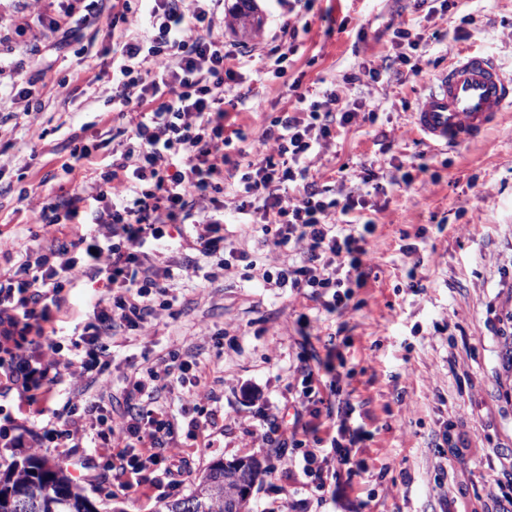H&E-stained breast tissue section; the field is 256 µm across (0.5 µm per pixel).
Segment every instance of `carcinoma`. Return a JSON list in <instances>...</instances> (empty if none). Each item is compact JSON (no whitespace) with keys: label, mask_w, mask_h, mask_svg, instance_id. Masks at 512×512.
<instances>
[{"label":"carcinoma","mask_w":512,"mask_h":512,"mask_svg":"<svg viewBox=\"0 0 512 512\" xmlns=\"http://www.w3.org/2000/svg\"><path fill=\"white\" fill-rule=\"evenodd\" d=\"M228 467L233 475L226 477L220 462H211L188 495L160 505L157 512H246L247 498L236 489L253 485L263 472L262 463L247 457ZM19 483L28 486L22 500L12 497ZM0 512H97V508L61 465L31 454L0 471Z\"/></svg>","instance_id":"1"}]
</instances>
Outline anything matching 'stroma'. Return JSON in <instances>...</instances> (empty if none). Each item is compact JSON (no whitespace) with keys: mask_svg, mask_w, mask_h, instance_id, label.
<instances>
[{"mask_svg":"<svg viewBox=\"0 0 512 512\" xmlns=\"http://www.w3.org/2000/svg\"><path fill=\"white\" fill-rule=\"evenodd\" d=\"M60 0H0V107L15 93L13 68L20 44L14 27L37 32V15H56ZM260 28L246 35L224 17V37L244 44L249 61L241 70L247 93L240 121L254 156L269 153L259 136L270 119L302 92L316 98L344 76L358 80L350 97L375 110V123L337 130L314 162L319 186L337 197L366 200L363 217L376 224L364 256L365 278L353 287L346 308L327 313L321 302L291 288H259L240 273L223 284L198 286L177 280L171 313L162 314L147 336H117L112 362L98 374V388L122 398L129 379L170 349L207 367L204 387L212 395L210 445L186 435L178 443L190 465L180 495L211 462L247 456L264 459L249 512H485L488 495L512 493V369L505 352L512 343V108L476 143L450 150L429 147L413 131L411 114L431 79L448 65L438 38L458 34L457 46L492 57L512 74V0H460L456 8L424 19L413 0H315L312 10L288 11L276 0H258ZM470 24H461L463 14ZM299 27L297 51L287 79L267 72V52L283 24ZM422 33L426 51L419 74L385 71L372 81L368 68L395 55V27ZM43 102L39 115L17 118L0 137V271L29 246L34 209L59 190L77 192L80 181L56 174L71 135L104 139L112 75L101 58L81 57L76 45L41 52ZM67 86H59L61 78ZM300 79L292 89L291 79ZM389 153H381V145ZM400 164L407 185L360 180L366 168ZM29 198L19 201L20 190ZM426 237L416 253L401 250L417 228ZM224 235L257 265L271 266L282 253L252 227L226 223ZM420 281L412 290L410 280ZM315 318L309 340L296 332L301 316ZM224 329L223 348L202 340L203 328ZM333 363L354 420L367 432L361 456L367 468L327 480L316 491L299 468L288 465L289 448H261L256 435L301 400L300 357L310 350ZM458 453L453 469H437L440 457ZM40 456L62 463L99 512H157L165 497L141 496L101 477V460L87 448H43Z\"/></svg>","mask_w":512,"mask_h":512,"instance_id":"1","label":"stroma"}]
</instances>
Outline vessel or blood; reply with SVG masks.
Wrapping results in <instances>:
<instances>
[{
    "mask_svg": "<svg viewBox=\"0 0 512 512\" xmlns=\"http://www.w3.org/2000/svg\"><path fill=\"white\" fill-rule=\"evenodd\" d=\"M412 114L415 132L434 148L460 147L479 138L512 106V75L481 52L451 50Z\"/></svg>",
    "mask_w": 512,
    "mask_h": 512,
    "instance_id": "b4317fda",
    "label": "vessel or blood"
}]
</instances>
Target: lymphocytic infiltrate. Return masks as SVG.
<instances>
[{
	"instance_id": "1",
	"label": "lymphocytic infiltrate",
	"mask_w": 512,
	"mask_h": 512,
	"mask_svg": "<svg viewBox=\"0 0 512 512\" xmlns=\"http://www.w3.org/2000/svg\"><path fill=\"white\" fill-rule=\"evenodd\" d=\"M103 12L90 0L84 15L65 10L40 18L44 38L68 45L74 26L107 21L119 40L109 66L116 87L112 112L127 120L126 138L110 163L97 160V141L71 136L63 178L92 169L93 180L79 193L62 192L40 202L36 229L21 260L0 273V396L15 395L34 406L67 382L79 400L66 416L49 418L36 447L77 442L116 449L126 490H177L173 425L159 403L171 383L199 388L201 377L180 350L147 366L129 382L125 405L109 410L104 394H92L90 372L109 357L112 339L146 332L175 297L180 273L189 271L208 285L240 268L262 288L309 291L326 311L344 307L349 286L362 279V258L373 222L355 224L362 198L332 197L311 174L315 158L336 131L356 120L375 121V112L350 102L353 77L326 89L322 100L298 94L291 109L263 129L262 142L274 151L240 164L236 156L248 139L224 108L228 93L237 102L239 67L246 52L224 38V0H120ZM144 31L129 34L130 21ZM259 225L285 261L260 267L249 253L229 243L226 219ZM178 252V262L164 261ZM94 288L92 313L69 347L57 340L68 313L70 289ZM307 405L294 409L292 424L275 423L278 437L261 435L265 448H299L297 465L323 490L327 478H341L356 466L365 437L345 406L329 423L327 442L337 467L326 473L304 439Z\"/></svg>"
}]
</instances>
